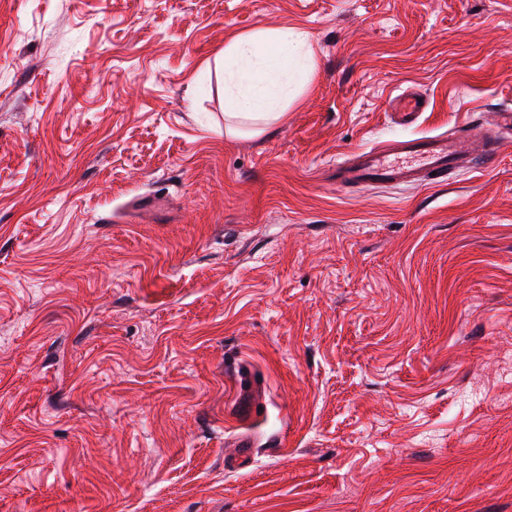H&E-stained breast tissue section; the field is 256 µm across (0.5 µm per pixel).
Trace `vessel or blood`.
I'll list each match as a JSON object with an SVG mask.
<instances>
[{
	"label": "vessel or blood",
	"instance_id": "obj_1",
	"mask_svg": "<svg viewBox=\"0 0 512 512\" xmlns=\"http://www.w3.org/2000/svg\"><path fill=\"white\" fill-rule=\"evenodd\" d=\"M496 130H464L422 136L357 150L337 163L334 177L343 185L419 184L476 164L491 163L496 155Z\"/></svg>",
	"mask_w": 512,
	"mask_h": 512
}]
</instances>
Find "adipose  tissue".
<instances>
[{"label": "adipose tissue", "instance_id": "obj_1", "mask_svg": "<svg viewBox=\"0 0 512 512\" xmlns=\"http://www.w3.org/2000/svg\"><path fill=\"white\" fill-rule=\"evenodd\" d=\"M306 37L295 31H258L224 49V83L232 118L264 132L282 100L288 98L299 72L313 68Z\"/></svg>", "mask_w": 512, "mask_h": 512}]
</instances>
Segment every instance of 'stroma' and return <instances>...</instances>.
Instances as JSON below:
<instances>
[{"mask_svg":"<svg viewBox=\"0 0 512 512\" xmlns=\"http://www.w3.org/2000/svg\"><path fill=\"white\" fill-rule=\"evenodd\" d=\"M280 29L315 70L229 136ZM509 110L512 0H0V512H512V133L332 175ZM262 44L273 45L276 53L264 52ZM313 64L311 47L302 33L257 31L239 37L224 48V83L230 111L225 114L250 121L255 134L266 131L265 122L284 114L271 111L294 92L295 74L311 71ZM503 129L512 130L511 112L500 113L496 131L472 127L360 149L336 164L334 177L341 185L358 186L435 182L459 169L491 163L495 133Z\"/></svg>","mask_w":512,"mask_h":512,"instance_id":"1","label":"stroma"}]
</instances>
